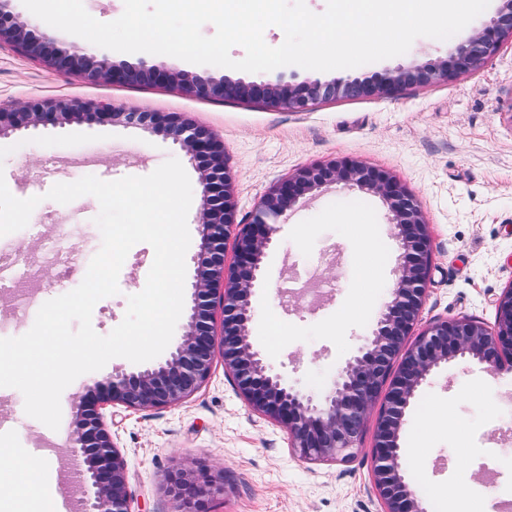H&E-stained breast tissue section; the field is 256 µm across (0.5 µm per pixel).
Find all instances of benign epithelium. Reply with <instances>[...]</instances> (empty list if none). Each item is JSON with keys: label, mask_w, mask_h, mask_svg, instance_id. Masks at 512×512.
Here are the masks:
<instances>
[{"label": "benign epithelium", "mask_w": 512, "mask_h": 512, "mask_svg": "<svg viewBox=\"0 0 512 512\" xmlns=\"http://www.w3.org/2000/svg\"><path fill=\"white\" fill-rule=\"evenodd\" d=\"M500 2L489 23L468 36L446 60L329 81L202 78L162 64H113L62 48L3 6L0 45L18 47L57 73H78L91 83L175 86L193 96L305 112L325 100L392 95L407 86L446 82L457 73L485 65L504 39H512V0ZM73 121L140 127L172 139L199 164L203 256L195 269L187 329L170 357L152 368L118 371L105 382L86 386L80 396L71 431L73 447L86 463L79 512H131L126 463L100 409L109 404L133 409L176 405L207 380L218 355L248 405L283 427L295 453L306 460L342 462L353 457L360 449L370 412L381 402L372 476L384 505L382 512H427L406 478L399 444L405 408L435 369L457 359L474 361L491 371L512 369V286L499 298L494 327L459 318L432 323L415 335L427 293L431 235L416 199L393 174L353 160L302 167L273 182L256 203L250 220L241 222L224 142L213 130L174 113L128 112L114 105L76 101L1 104L0 140L30 126H62ZM338 183L381 199L401 257L375 328L336 373L331 387L318 393L290 383L264 361L250 342L249 323L254 312L252 298L263 287L261 259L273 243L276 224L305 195ZM230 238L234 261L227 267L224 253ZM217 313L221 316L218 329L214 325ZM215 483L211 469L202 462L174 473L169 481L174 512H206L204 502Z\"/></svg>", "instance_id": "benign-epithelium-1"}]
</instances>
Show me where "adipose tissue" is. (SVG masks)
Here are the masks:
<instances>
[{"label": "adipose tissue", "mask_w": 512, "mask_h": 512, "mask_svg": "<svg viewBox=\"0 0 512 512\" xmlns=\"http://www.w3.org/2000/svg\"><path fill=\"white\" fill-rule=\"evenodd\" d=\"M47 465L43 458L15 460L11 448H0V496L13 499L17 512H31V502L40 500Z\"/></svg>", "instance_id": "obj_1"}]
</instances>
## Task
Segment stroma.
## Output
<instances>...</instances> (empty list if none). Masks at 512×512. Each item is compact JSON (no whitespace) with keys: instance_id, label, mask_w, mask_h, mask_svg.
Segmentation results:
<instances>
[{"instance_id":"1","label":"stroma","mask_w":512,"mask_h":512,"mask_svg":"<svg viewBox=\"0 0 512 512\" xmlns=\"http://www.w3.org/2000/svg\"><path fill=\"white\" fill-rule=\"evenodd\" d=\"M30 27L62 45L85 46L111 63L163 64L202 77H237V70L197 65L144 52L122 53L85 43L34 16L22 0H7ZM500 0L446 40L417 38L408 52L346 70L318 72L292 65L255 73V80L357 77L449 57L470 33L496 15ZM50 99L108 102L128 111L178 113L214 130L224 142L235 184L239 220L277 179L331 159L358 160L387 170L417 198L430 226L431 275L421 325L467 317L493 326L496 301L512 286V43L504 42L482 68L390 97L323 102L306 112L190 96L145 84H90L58 74L10 45L0 46V104ZM92 135L78 146H41L39 136ZM22 150L0 161V174L17 198L40 197L28 225L0 236V272L13 278L0 291V338L18 337L40 307L80 285L102 245L94 222L100 206L85 195L61 204L47 199L58 183L93 175L104 181L145 176L167 159L180 161L191 184L199 174L171 139L122 124L73 123L24 132ZM354 212L361 221L343 224ZM399 252L387 211L372 195L334 185L303 198L278 224L262 259L264 286L254 299L251 339L267 363L291 383L316 391L370 335L389 297ZM154 260L146 243L134 245L121 268L117 295L101 299L92 326L102 336L118 326L129 295L143 290ZM377 265V274L361 272ZM137 365L124 358L78 377L61 395L62 419L51 430L24 412L20 391L0 387V442L22 457L47 456L45 484L72 512L61 483L81 466L70 440L76 396L83 387ZM443 424L423 429L429 410ZM375 420L361 449L347 462L305 461L287 431L254 412L215 360L200 389L181 404L112 409L110 429L127 463L132 512H173L170 475L202 461L218 488L210 512H382L371 450ZM400 446L408 476L428 512H452L466 497L474 508L512 502V372L495 373L458 359L440 368L407 406Z\"/></svg>"}]
</instances>
